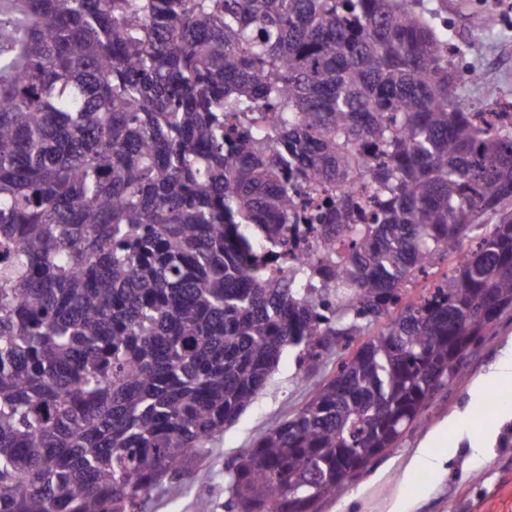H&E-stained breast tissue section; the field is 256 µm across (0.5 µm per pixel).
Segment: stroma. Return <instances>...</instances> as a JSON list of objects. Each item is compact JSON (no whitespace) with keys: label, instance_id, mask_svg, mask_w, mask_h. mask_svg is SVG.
Instances as JSON below:
<instances>
[{"label":"stroma","instance_id":"stroma-1","mask_svg":"<svg viewBox=\"0 0 512 512\" xmlns=\"http://www.w3.org/2000/svg\"><path fill=\"white\" fill-rule=\"evenodd\" d=\"M435 23L446 28L459 47L458 60L478 78L465 83L462 96L478 104L512 101V0H430ZM512 345V315L504 314L486 328L481 340L466 353V375L437 393L425 421L407 431L396 447L387 449L357 477L346 482L336 498L324 501L319 512H388L396 498H406L410 512H512L506 498L512 487V419L505 420L492 453L483 459L470 455V443L450 433L436 452L456 447L451 473L406 474L405 467L426 434L448 415L467 412L472 426L484 417L512 412V380L486 390L472 401L470 388ZM338 350L314 364L298 365L293 351H284L266 390L213 442L205 458L189 473L152 493L146 512H195L207 500L214 512H225L226 470L276 422L296 413L320 381L334 375Z\"/></svg>","mask_w":512,"mask_h":512}]
</instances>
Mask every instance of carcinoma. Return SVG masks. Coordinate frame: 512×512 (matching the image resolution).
<instances>
[{
    "label": "carcinoma",
    "instance_id": "1",
    "mask_svg": "<svg viewBox=\"0 0 512 512\" xmlns=\"http://www.w3.org/2000/svg\"><path fill=\"white\" fill-rule=\"evenodd\" d=\"M432 15L0 0V512H144L287 349L366 337L231 464L228 512H318L425 421L512 310V124L465 108ZM299 179L376 212L329 200L274 277Z\"/></svg>",
    "mask_w": 512,
    "mask_h": 512
}]
</instances>
